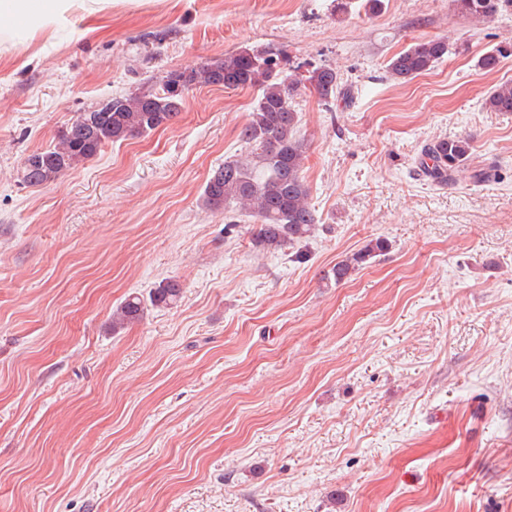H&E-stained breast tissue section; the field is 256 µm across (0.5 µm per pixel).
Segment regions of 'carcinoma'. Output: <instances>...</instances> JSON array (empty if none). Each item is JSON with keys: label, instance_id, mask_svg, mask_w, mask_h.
Wrapping results in <instances>:
<instances>
[{"label": "carcinoma", "instance_id": "1", "mask_svg": "<svg viewBox=\"0 0 512 512\" xmlns=\"http://www.w3.org/2000/svg\"><path fill=\"white\" fill-rule=\"evenodd\" d=\"M458 10L472 18L488 21L512 9V0H453ZM449 53L442 39L420 40L388 60L386 71L399 83H408L432 70ZM512 53V45L498 46L484 54L479 66L498 68L500 59ZM297 67L280 51L241 50L224 54L221 60L189 71L190 84L177 93L171 82L156 91L112 98V111L87 112L83 121L73 120L58 134V143L28 154L29 164L19 172L27 186L52 183L67 171L96 157L108 144L146 135L174 124L183 112L186 93L197 86L253 90L256 97L246 122L238 132L248 152L226 159L213 170L203 194L208 210H240L256 221L253 246L263 252H288L309 240L318 223L310 203L305 179L306 145L297 136L298 113L292 99L298 85L306 82L325 102L341 91L339 72L327 65L315 66L299 77ZM490 112L512 113V80L495 86L484 99ZM472 150L467 136L438 138L423 149L432 164L423 167L434 183L445 185L454 172L465 170ZM383 238L368 241L361 249L345 255L323 276L340 284L349 280L371 258L387 251ZM181 284L165 279L150 289L148 297L130 295L112 312V333L140 321L148 306L166 307L181 298Z\"/></svg>", "mask_w": 512, "mask_h": 512}]
</instances>
